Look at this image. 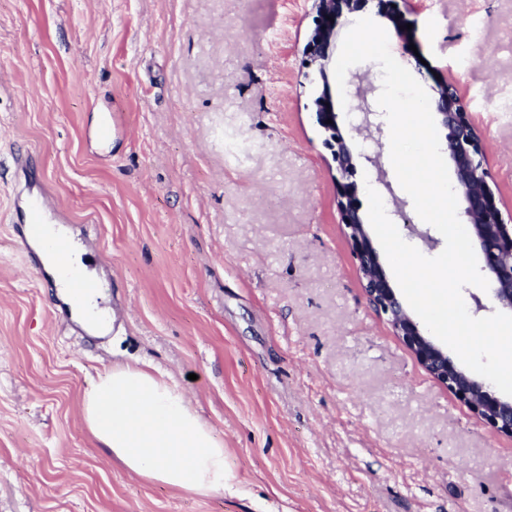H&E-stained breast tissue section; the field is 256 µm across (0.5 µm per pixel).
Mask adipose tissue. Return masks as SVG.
Instances as JSON below:
<instances>
[{
    "instance_id": "ef3b65f1",
    "label": "adipose tissue",
    "mask_w": 512,
    "mask_h": 512,
    "mask_svg": "<svg viewBox=\"0 0 512 512\" xmlns=\"http://www.w3.org/2000/svg\"><path fill=\"white\" fill-rule=\"evenodd\" d=\"M82 418L130 474L201 496L235 491L223 443L185 390L150 363L113 366L85 392Z\"/></svg>"
}]
</instances>
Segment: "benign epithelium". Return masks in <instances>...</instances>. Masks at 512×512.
I'll return each mask as SVG.
<instances>
[{
    "mask_svg": "<svg viewBox=\"0 0 512 512\" xmlns=\"http://www.w3.org/2000/svg\"><path fill=\"white\" fill-rule=\"evenodd\" d=\"M316 16L304 49L306 76L314 86L313 107L326 138L339 177L336 201L340 221L349 230L351 253L365 280V292L371 305L387 316L393 333L411 351L417 362L438 383L463 401L483 422L498 432L512 436V398L492 391L486 381L463 368L438 345L421 324L404 308L391 287L372 239L366 230L355 180L357 165L369 167L375 182L392 195L395 212L405 201L394 195L383 167L381 140L384 134L382 113L376 110L377 87L367 75H354L346 85V95L355 101L353 129L362 144L353 146L337 123L330 87V62L338 28L343 20L366 6L370 0H315ZM378 14L405 43L414 41L415 30H406L407 11L397 0H377ZM436 95L432 109L446 130L448 160L455 174V191L461 197L472 244L483 256L482 272L489 282L486 295L470 294L474 311L512 313V224L505 221L497 207L495 192L489 184L490 173L484 165V145L469 112L454 84L445 78L435 80Z\"/></svg>",
    "mask_w": 512,
    "mask_h": 512,
    "instance_id": "1",
    "label": "benign epithelium"
}]
</instances>
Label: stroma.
I'll list each match as a JSON object with an SVG mask.
<instances>
[{
    "mask_svg": "<svg viewBox=\"0 0 512 512\" xmlns=\"http://www.w3.org/2000/svg\"><path fill=\"white\" fill-rule=\"evenodd\" d=\"M393 57L454 83L512 216V0H411ZM312 0H0V512H512V437L370 305L311 106ZM116 117L119 132L96 129ZM102 288L71 316L29 191ZM183 384L236 495L112 464L81 417L113 364ZM56 211V207L51 202V196L42 192L30 194L26 200L24 209L20 207V217L18 220L25 224H40L43 216Z\"/></svg>",
    "mask_w": 512,
    "mask_h": 512,
    "instance_id": "stroma-1",
    "label": "stroma"
}]
</instances>
